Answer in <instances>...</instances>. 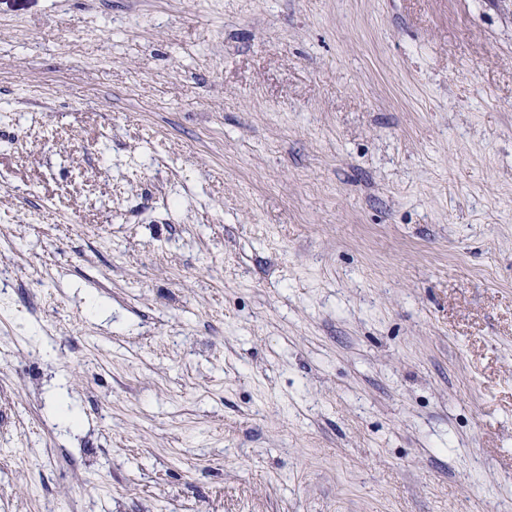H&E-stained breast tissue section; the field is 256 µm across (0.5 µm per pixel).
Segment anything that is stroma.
Returning <instances> with one entry per match:
<instances>
[{"mask_svg":"<svg viewBox=\"0 0 512 512\" xmlns=\"http://www.w3.org/2000/svg\"><path fill=\"white\" fill-rule=\"evenodd\" d=\"M0 512H512V0H0Z\"/></svg>","mask_w":512,"mask_h":512,"instance_id":"obj_1","label":"stroma"}]
</instances>
